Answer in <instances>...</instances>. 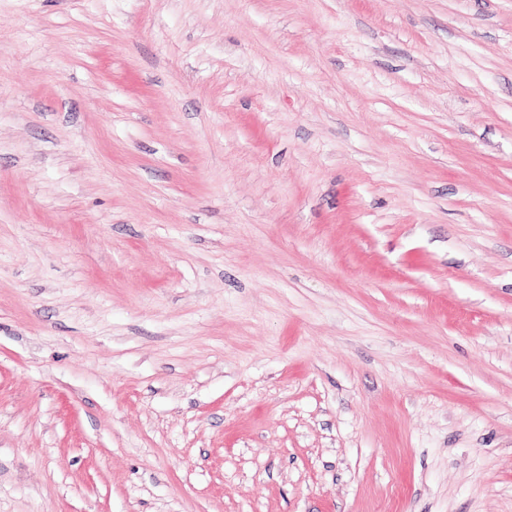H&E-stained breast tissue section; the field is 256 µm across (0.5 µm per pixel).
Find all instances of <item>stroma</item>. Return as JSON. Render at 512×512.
I'll use <instances>...</instances> for the list:
<instances>
[{
	"mask_svg": "<svg viewBox=\"0 0 512 512\" xmlns=\"http://www.w3.org/2000/svg\"><path fill=\"white\" fill-rule=\"evenodd\" d=\"M0 512H512V0H0Z\"/></svg>",
	"mask_w": 512,
	"mask_h": 512,
	"instance_id": "obj_1",
	"label": "stroma"
}]
</instances>
